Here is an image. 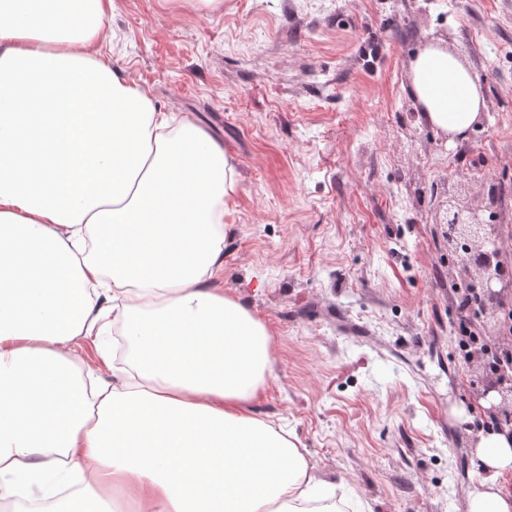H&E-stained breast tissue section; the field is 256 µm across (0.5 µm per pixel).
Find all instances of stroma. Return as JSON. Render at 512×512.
I'll return each instance as SVG.
<instances>
[{
	"instance_id": "1",
	"label": "stroma",
	"mask_w": 512,
	"mask_h": 512,
	"mask_svg": "<svg viewBox=\"0 0 512 512\" xmlns=\"http://www.w3.org/2000/svg\"><path fill=\"white\" fill-rule=\"evenodd\" d=\"M101 54L232 158L219 285L270 334L254 416L363 512H466L490 380L457 347L478 268L434 214L479 210L512 265V0H113ZM441 43L482 84L466 138L424 122L408 67Z\"/></svg>"
}]
</instances>
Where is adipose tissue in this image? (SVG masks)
Instances as JSON below:
<instances>
[{"instance_id": "ef3b65f1", "label": "adipose tissue", "mask_w": 512, "mask_h": 512, "mask_svg": "<svg viewBox=\"0 0 512 512\" xmlns=\"http://www.w3.org/2000/svg\"><path fill=\"white\" fill-rule=\"evenodd\" d=\"M113 0H0V499L38 512H343L288 435L247 406L272 371L266 326L215 286L223 148L95 46ZM423 119L465 135L478 78L429 45L408 71ZM120 321L113 382L68 352ZM467 512H512V430L481 436ZM75 477L63 495L60 472Z\"/></svg>"}]
</instances>
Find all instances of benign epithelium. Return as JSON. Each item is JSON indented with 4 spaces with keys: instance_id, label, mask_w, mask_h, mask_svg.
Masks as SVG:
<instances>
[{
    "instance_id": "1",
    "label": "benign epithelium",
    "mask_w": 512,
    "mask_h": 512,
    "mask_svg": "<svg viewBox=\"0 0 512 512\" xmlns=\"http://www.w3.org/2000/svg\"><path fill=\"white\" fill-rule=\"evenodd\" d=\"M438 223L443 225V236L448 244L453 245L460 238L466 237L469 239L470 248L477 250L481 255L479 270L482 276L474 288L478 289V295L484 304H494L496 294L491 282L495 278V270L499 267V254L495 250L485 248L486 238L478 211L457 203H448Z\"/></svg>"
}]
</instances>
